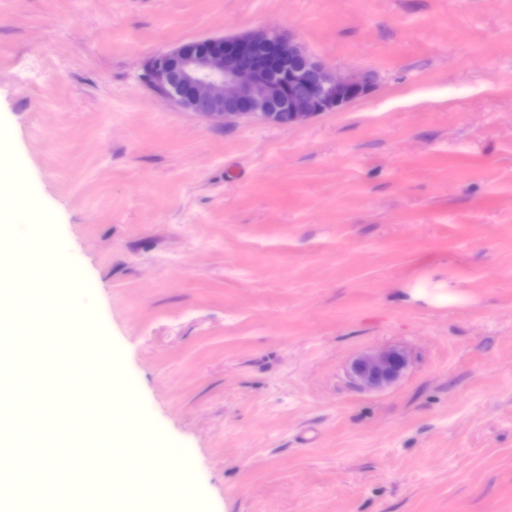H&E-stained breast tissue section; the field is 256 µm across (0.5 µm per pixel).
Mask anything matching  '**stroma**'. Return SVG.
<instances>
[{
    "instance_id": "obj_1",
    "label": "stroma",
    "mask_w": 512,
    "mask_h": 512,
    "mask_svg": "<svg viewBox=\"0 0 512 512\" xmlns=\"http://www.w3.org/2000/svg\"><path fill=\"white\" fill-rule=\"evenodd\" d=\"M265 25L373 89L226 128L138 78ZM0 124L192 512H512V0H0ZM407 355L396 348L375 350L353 361L349 378L357 387L379 389L395 381L407 365Z\"/></svg>"
}]
</instances>
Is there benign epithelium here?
I'll return each mask as SVG.
<instances>
[{"mask_svg": "<svg viewBox=\"0 0 512 512\" xmlns=\"http://www.w3.org/2000/svg\"><path fill=\"white\" fill-rule=\"evenodd\" d=\"M140 80L180 110L226 128L243 121L304 123L342 111L372 87L369 74H340L273 27L159 51L143 61ZM406 365L407 355L399 349L375 350L353 361L349 378L357 387L379 389Z\"/></svg>", "mask_w": 512, "mask_h": 512, "instance_id": "benign-epithelium-1", "label": "benign epithelium"}]
</instances>
